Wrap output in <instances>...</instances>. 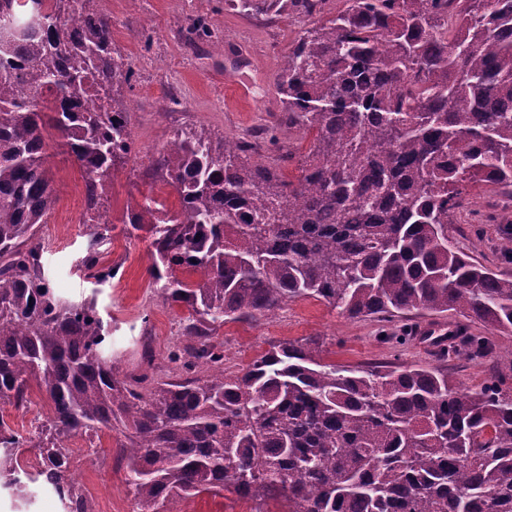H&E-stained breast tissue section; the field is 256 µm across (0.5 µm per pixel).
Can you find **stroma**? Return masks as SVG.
<instances>
[{
    "mask_svg": "<svg viewBox=\"0 0 512 512\" xmlns=\"http://www.w3.org/2000/svg\"><path fill=\"white\" fill-rule=\"evenodd\" d=\"M112 21V40L134 71L131 86L120 96L130 118L133 151L112 170V188L101 207L121 220L142 196L162 197L165 183L157 181L151 159L177 132L203 130L213 136L243 137L254 146L255 160L285 164L282 145H309L301 133L289 131L281 120L276 78L289 45L304 23L292 16L247 17L226 9L224 0H102ZM205 21L209 36L194 32ZM223 51H216L215 43ZM246 85V101L225 93L226 78ZM57 204L38 236L44 246L43 264L56 293L74 302L95 299L111 328L112 349L120 373L154 374L169 371L168 356L177 343L186 308L169 306L151 284L150 242L130 238L122 228L110 230L100 248L102 264L112 266L110 283L87 278L79 263L87 253L84 223L90 212L85 174L69 155L56 151L49 159ZM469 209L477 223L452 224L448 235L455 246L492 271L512 278V261L505 259L502 241L512 229V207L485 191H471ZM415 319L385 323L374 317L351 318L324 302L307 298L282 304L255 320L228 321L215 336L224 345V368L235 372L259 357L271 344L318 339L329 363L364 368L374 362L440 365L441 360L415 339ZM151 348L152 360L143 357ZM26 408L4 406L0 419L20 434H28L50 414V403L38 386L29 389ZM121 437L102 434L97 448L81 436L71 437V474L89 502L90 512H133L126 483ZM173 512H287L280 499L255 502L233 489L202 493L173 502Z\"/></svg>",
    "mask_w": 512,
    "mask_h": 512,
    "instance_id": "stroma-1",
    "label": "stroma"
}]
</instances>
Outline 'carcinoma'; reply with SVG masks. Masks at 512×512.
<instances>
[{"label":"carcinoma","mask_w":512,"mask_h":512,"mask_svg":"<svg viewBox=\"0 0 512 512\" xmlns=\"http://www.w3.org/2000/svg\"><path fill=\"white\" fill-rule=\"evenodd\" d=\"M99 0H0V405L44 389L53 415L23 436L0 422V480L21 504V448L63 512H88L70 479L67 440L124 437L134 512L231 486L279 497L288 512H512V388L500 376L463 392L448 370L327 363L309 343L274 345L224 371L213 331L314 298L347 316L392 323L453 311L512 335V279L458 250L471 188L512 196V0H224L250 16L308 26L277 78L283 121L312 136L288 146L291 180L252 146L179 133L152 160L178 205L145 195L122 218L152 239L163 300L190 312L172 378L121 379L94 300L55 295L38 225L57 203L48 150L86 173L90 208L133 148L110 89L133 71L112 46ZM98 98L95 110L82 98ZM86 225L82 260L112 280L95 246L107 213ZM493 353L464 336L442 357Z\"/></svg>","instance_id":"1"}]
</instances>
